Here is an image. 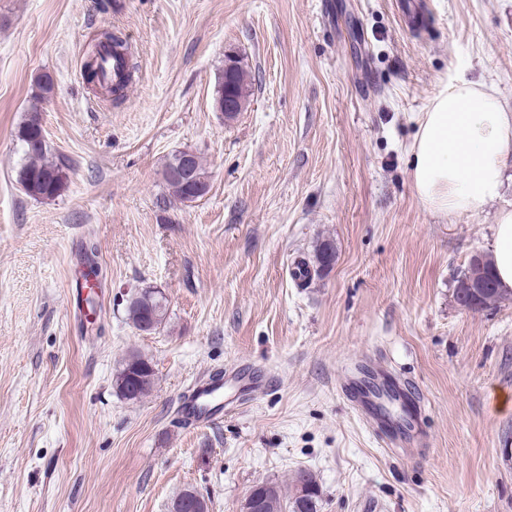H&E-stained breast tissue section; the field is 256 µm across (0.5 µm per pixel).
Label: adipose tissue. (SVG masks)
Wrapping results in <instances>:
<instances>
[{
	"label": "adipose tissue",
	"instance_id": "ef3b65f1",
	"mask_svg": "<svg viewBox=\"0 0 512 512\" xmlns=\"http://www.w3.org/2000/svg\"><path fill=\"white\" fill-rule=\"evenodd\" d=\"M410 153L423 204L451 216L481 212L512 166V107L485 85L448 83L420 117ZM491 251L499 280L512 288V210L496 215Z\"/></svg>",
	"mask_w": 512,
	"mask_h": 512
}]
</instances>
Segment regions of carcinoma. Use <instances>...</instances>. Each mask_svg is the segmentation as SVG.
I'll list each match as a JSON object with an SVG mask.
<instances>
[{
  "label": "carcinoma",
  "instance_id": "cac0c4a2",
  "mask_svg": "<svg viewBox=\"0 0 512 512\" xmlns=\"http://www.w3.org/2000/svg\"><path fill=\"white\" fill-rule=\"evenodd\" d=\"M112 54H128L125 40L119 33L107 36L106 40H97L89 45L86 51L85 77L94 83L99 79L96 73V61L102 58V52ZM37 86L41 95L34 99L25 113L23 124L18 130V137L25 153V163L19 170V183L25 193L39 199L53 198L64 189L68 175L63 167L48 160V147L45 141L42 125L41 103L46 95L53 90V79L48 75H42L37 80ZM173 161H168L163 170V180L166 188L174 198L182 203L199 199L195 192V185L183 181L173 173ZM335 261V251L331 243L321 244L315 251L314 263L316 268L326 269ZM458 303H463L473 312H480L494 307L512 296H503L494 288H489L477 299L468 296L454 295ZM127 317L132 325L140 330L145 322L153 324V329H158L167 316V305L159 303L153 298V291L144 289L139 298L128 302ZM138 384V393L135 399L139 400L148 395L154 384V369L151 362L139 353H130L122 363L116 377V387L120 393H125L128 386ZM256 487L267 494V512H317L320 497V487L316 476L307 469L295 471L291 477L287 490L274 483L261 482Z\"/></svg>",
  "mask_w": 512,
  "mask_h": 512
}]
</instances>
